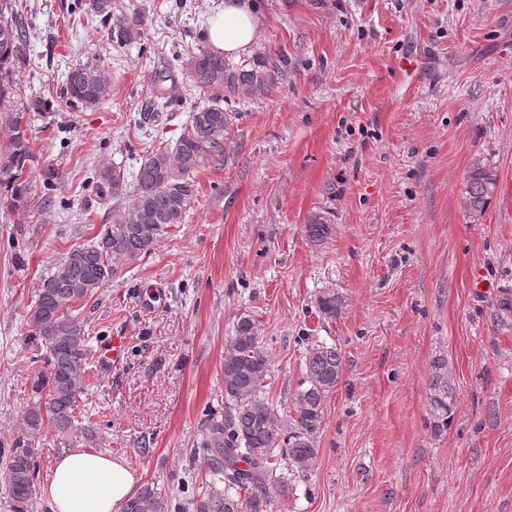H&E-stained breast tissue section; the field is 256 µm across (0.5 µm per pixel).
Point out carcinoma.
Instances as JSON below:
<instances>
[{
    "label": "carcinoma",
    "mask_w": 512,
    "mask_h": 512,
    "mask_svg": "<svg viewBox=\"0 0 512 512\" xmlns=\"http://www.w3.org/2000/svg\"><path fill=\"white\" fill-rule=\"evenodd\" d=\"M90 9L112 21L116 37L127 43L141 38L145 18L140 13H112L111 0H90ZM27 43L16 0H0V112L9 113L11 137L0 153V206L13 211L28 207L33 183V154L28 133L35 120L30 108L7 106L14 94L12 75ZM193 85L211 94L209 103L195 107L188 125L171 146L151 153L139 166L132 188L124 176L112 173V199L130 193V203L115 204L95 240L72 249L44 276L34 304L26 315L29 340L43 351L42 370L31 384L32 400L23 418V429L5 457L4 475L13 512H31L38 468L36 435L48 426L58 436L86 443L93 430L82 426L79 398L85 389L89 336L74 304L105 287L120 265L134 264L148 256L173 224H182L198 200L195 175L224 156V135L231 116L222 102L240 95H254L270 87L277 66L264 54L247 63H235L212 50L201 49L188 60ZM108 84L97 67L78 65L67 74L66 94L93 105L105 99ZM497 188L496 175L476 165L468 177L466 208L481 212ZM328 217L311 216L306 234L323 243L331 233ZM321 317L334 320L346 308L345 296L334 288L320 291ZM344 359L338 348L312 344L305 357V377L296 393L297 417L285 425L278 409L263 396L270 376V362L262 349L253 320L244 316L224 354V405L221 420L209 424L201 443L213 479L205 492L188 503L191 512H268L272 499L289 489L285 469L294 478L313 468L319 448L324 407L340 383ZM429 408L434 427L445 428L455 407L456 390L449 378L448 361L432 364ZM236 494H229V490ZM167 500L155 487L145 486L123 505V512H167Z\"/></svg>",
    "instance_id": "1"
}]
</instances>
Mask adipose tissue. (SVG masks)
Segmentation results:
<instances>
[{
    "mask_svg": "<svg viewBox=\"0 0 512 512\" xmlns=\"http://www.w3.org/2000/svg\"><path fill=\"white\" fill-rule=\"evenodd\" d=\"M262 28L254 0H222L209 21V45L239 59L259 47ZM139 481L124 457L77 448L54 460L44 495L51 512H119Z\"/></svg>",
    "mask_w": 512,
    "mask_h": 512,
    "instance_id": "obj_1",
    "label": "adipose tissue"
}]
</instances>
